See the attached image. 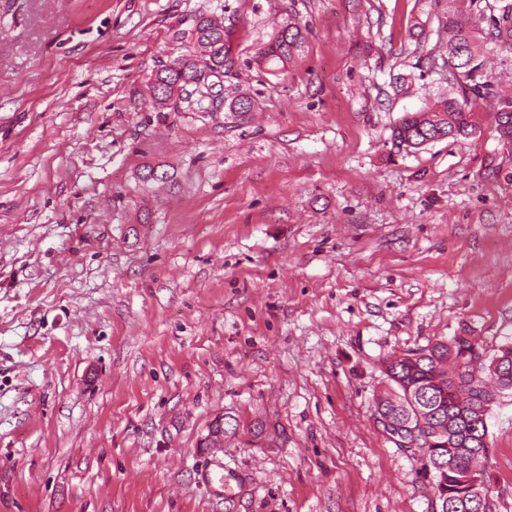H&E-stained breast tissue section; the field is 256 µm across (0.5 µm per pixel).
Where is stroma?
<instances>
[{"instance_id":"obj_1","label":"stroma","mask_w":512,"mask_h":512,"mask_svg":"<svg viewBox=\"0 0 512 512\" xmlns=\"http://www.w3.org/2000/svg\"><path fill=\"white\" fill-rule=\"evenodd\" d=\"M209 13L233 34L222 94L253 112L156 111L152 73ZM291 19L304 54L259 69ZM447 20L448 0H0V512H435L422 454L376 419L383 361L512 341L489 107L470 138L390 141L448 91ZM222 414L237 433L205 447ZM488 448L512 512L510 391ZM217 461L233 498L202 480Z\"/></svg>"}]
</instances>
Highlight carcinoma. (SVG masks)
I'll return each instance as SVG.
<instances>
[{
    "mask_svg": "<svg viewBox=\"0 0 512 512\" xmlns=\"http://www.w3.org/2000/svg\"><path fill=\"white\" fill-rule=\"evenodd\" d=\"M448 40L438 42L439 54L456 56L457 73L450 83L452 94L422 112L406 114L392 129V147L417 150L444 139L458 140L473 136L478 129L475 109L493 103L491 113L499 142L512 147V96L498 91V86L484 63L485 50L512 53V3L485 2L476 13L461 18L448 12ZM230 30L212 16L202 15L192 32L194 49L176 60L177 67L156 71L151 81L157 109L167 108L178 98L187 104L200 103L193 99L209 89L210 78L224 75L231 63ZM306 34L296 22L274 30L270 41L256 56L257 64L277 70L292 64L303 52ZM229 112L243 115L254 109V101L238 96L224 105ZM171 175L159 166H146L140 173L144 182H167ZM471 346L467 340L454 336L424 346L427 354L415 359L392 355L384 361L388 389L377 396L375 410L384 411L399 424L420 429L431 439L424 466L433 470V489L440 512H447L450 499L464 498L469 488L464 472H458L453 482L441 467L453 457L463 458L467 449L479 444L469 440L460 448L448 447V431L463 433L464 417L476 415V410L492 398L488 383L500 387L502 379L494 376L491 366L496 358L512 368V342L500 346L488 362L478 364L475 358L461 356Z\"/></svg>",
    "mask_w": 512,
    "mask_h": 512,
    "instance_id": "1",
    "label": "carcinoma"
}]
</instances>
